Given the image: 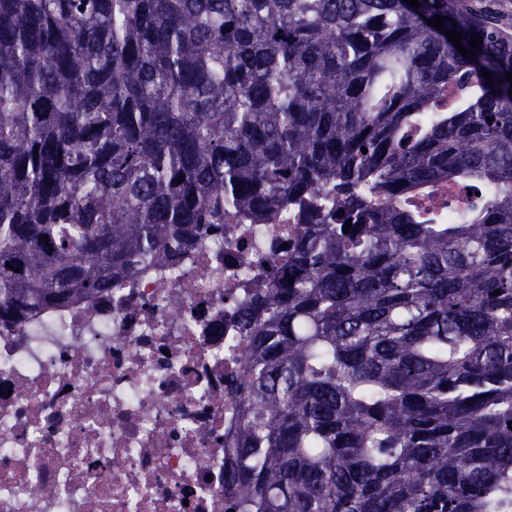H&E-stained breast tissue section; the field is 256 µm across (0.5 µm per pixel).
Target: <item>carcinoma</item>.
I'll return each instance as SVG.
<instances>
[{
	"instance_id": "obj_1",
	"label": "carcinoma",
	"mask_w": 512,
	"mask_h": 512,
	"mask_svg": "<svg viewBox=\"0 0 512 512\" xmlns=\"http://www.w3.org/2000/svg\"><path fill=\"white\" fill-rule=\"evenodd\" d=\"M419 2L0 0V321L300 215L226 512H512V37Z\"/></svg>"
}]
</instances>
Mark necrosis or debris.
Masks as SVG:
<instances>
[{"instance_id": "obj_1", "label": "necrosis or debris", "mask_w": 512, "mask_h": 512, "mask_svg": "<svg viewBox=\"0 0 512 512\" xmlns=\"http://www.w3.org/2000/svg\"><path fill=\"white\" fill-rule=\"evenodd\" d=\"M293 212L0 323V512H224L246 299Z\"/></svg>"}]
</instances>
